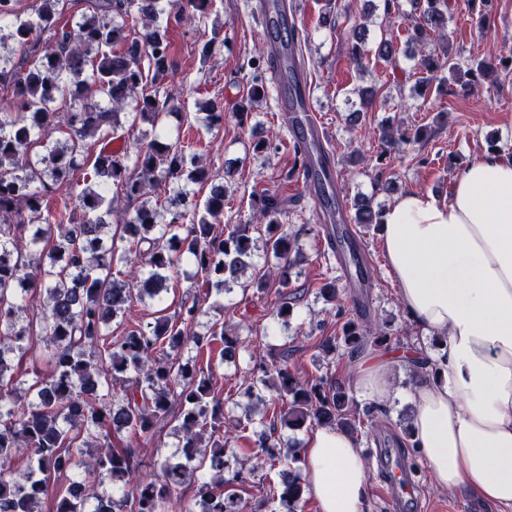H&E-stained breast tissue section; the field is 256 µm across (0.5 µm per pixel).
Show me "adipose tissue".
<instances>
[{"mask_svg":"<svg viewBox=\"0 0 512 512\" xmlns=\"http://www.w3.org/2000/svg\"><path fill=\"white\" fill-rule=\"evenodd\" d=\"M380 235L403 307L447 340L443 378L414 387L416 449L438 486L512 512V158L472 162L446 202L398 196ZM302 476L320 512H365L366 460L341 429L308 435Z\"/></svg>","mask_w":512,"mask_h":512,"instance_id":"1","label":"adipose tissue"}]
</instances>
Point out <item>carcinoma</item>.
Instances as JSON below:
<instances>
[{"instance_id":"carcinoma-1","label":"carcinoma","mask_w":512,"mask_h":512,"mask_svg":"<svg viewBox=\"0 0 512 512\" xmlns=\"http://www.w3.org/2000/svg\"><path fill=\"white\" fill-rule=\"evenodd\" d=\"M16 2L0 0V18H10L0 24V87L12 94L14 108L0 113V512H39L51 477L80 469L90 476L106 474L128 489L116 500L98 495L86 480L74 481L56 497L54 512H83L90 499L96 500L92 512H162L193 475L191 463L198 456L209 458L213 471L211 480L196 487L200 512H241L236 489L248 484L266 461L255 456L249 468L228 470L221 433L224 400L213 376L171 358V352L191 344L200 354L232 359L242 346L239 334L225 327L195 332L202 313L196 295L173 318L160 316L145 328L128 329L117 341L105 339L110 322L124 317L134 300L163 301L170 274L184 256L193 261L197 287L208 296L213 290L232 291L248 271L247 286L258 293L267 291L272 278L286 288L302 255L298 237L281 224L278 196L254 194L250 207L265 225L262 245L268 258L264 272H256V225L226 224L216 231L214 221L224 214V184L215 183L191 146L157 131L167 114L158 89L175 73L170 26L205 18L213 0H86L76 20L66 16L76 0H36L39 7L31 16L17 12ZM410 7L407 43L419 69L416 96L426 98L434 81H444L438 77L444 71L473 78L485 72L483 61L464 69L446 47L428 49L432 37L444 36L449 0H410ZM137 25L142 30L132 39L130 27ZM366 44L362 27L346 42L360 72L366 71L369 58ZM375 55L385 62L396 56L384 29ZM265 97L264 85L251 86L235 114L239 127L248 125L253 105ZM126 109L131 125L139 121L151 132H141L140 139L118 151L102 148L88 160L87 139L129 137L121 118ZM202 110L207 127L223 125L219 102L206 101ZM426 134L422 126L391 123L381 129L380 140L387 152ZM79 169L84 187L69 214L53 219L43 213L45 197ZM209 181L213 186L203 201L184 189ZM162 182L179 191L169 207L160 209L150 194ZM351 209L354 223L363 228L382 223L383 208L368 196L354 198ZM118 240L128 247L119 249ZM43 241L49 246L48 264L36 250ZM140 264L150 268L148 276H141ZM34 291L46 295L40 334L53 372L29 386L34 400L28 403L18 394L7 354L32 341L31 325L20 324L19 316ZM319 294L326 302H339L342 321L341 334L322 342L325 353L342 348L352 354L390 341L387 324L347 316L336 283H325ZM293 309L294 301L281 298L272 317L286 327ZM251 373L258 374L271 397L260 396L252 383L244 389L249 404L245 422L234 426V440L248 438L247 423L258 406L278 402L286 406L280 423L290 430L316 425L358 433V405L343 382L323 376L302 379L287 356L273 351L254 362ZM104 387L120 391V399L106 401ZM171 415L178 422L183 460L165 461L158 476L138 459L136 448L140 438ZM109 422L114 431L128 433L126 447L93 445L91 436ZM301 453L295 442L283 448V456L295 464L282 471L280 500L288 512H296L304 493ZM18 455L30 457L34 466L15 472L10 464Z\"/></svg>"}]
</instances>
